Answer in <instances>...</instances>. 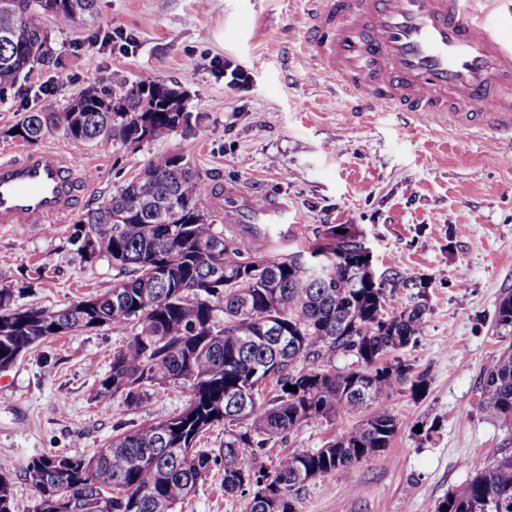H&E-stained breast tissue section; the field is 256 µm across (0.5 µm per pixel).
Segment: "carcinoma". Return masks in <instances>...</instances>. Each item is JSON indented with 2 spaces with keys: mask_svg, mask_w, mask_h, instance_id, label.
<instances>
[{
  "mask_svg": "<svg viewBox=\"0 0 512 512\" xmlns=\"http://www.w3.org/2000/svg\"><path fill=\"white\" fill-rule=\"evenodd\" d=\"M94 5L0 0V95L52 59L43 18L59 28L82 25L95 19ZM74 100L77 111L31 112L16 124L19 132L5 134L35 142L59 131L77 142L126 144L164 139L191 124L185 99L156 80L112 92L91 85ZM205 191L189 160L157 155L78 221L81 261L105 259L119 271L111 291L46 309L22 308L12 289L0 288V370L60 330L112 326L129 331V341L113 353L93 398L118 395L130 409L163 390H190L179 413L135 430L116 426L112 441L90 458H30L19 471L36 494L32 512H173L220 461L224 492H250L246 512H294L292 495L307 483L390 446L399 429L387 405L394 391L407 383L415 393L425 389L424 376L394 356L424 333L425 278L392 267L372 277L363 234L352 224H325L302 250L258 256L253 239L273 241L271 226L213 223L202 206ZM399 289L407 303L381 316ZM242 294L250 302L244 313ZM495 320L512 332V295L500 301ZM339 353L355 355L361 367H314ZM269 383L277 395L258 401L254 386ZM480 409L492 419L512 417V346L484 371ZM356 414L361 420L334 440L285 454L266 473L247 455L306 424ZM217 426L224 427L221 457L201 446ZM13 509V469L0 466V512ZM433 512H512V455L475 467L468 485Z\"/></svg>",
  "mask_w": 512,
  "mask_h": 512,
  "instance_id": "obj_1",
  "label": "carcinoma"
}]
</instances>
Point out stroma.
<instances>
[{
    "mask_svg": "<svg viewBox=\"0 0 512 512\" xmlns=\"http://www.w3.org/2000/svg\"><path fill=\"white\" fill-rule=\"evenodd\" d=\"M302 0H96L95 26L52 28L55 53L0 100V154L26 144L7 131L31 112L63 111L87 84L112 88L157 79L183 90L196 120L167 138L129 146L75 142L59 134L41 147L66 153L94 183L52 231L0 227V286L20 306L58 309L111 289L107 260L82 263L75 224L155 155L190 159L208 192L214 223H255L256 201L287 204L296 245L325 224L365 232L377 268L430 279L423 336L400 351L426 388L388 400L400 429L389 448L352 471L333 472L294 495L295 512H430L474 476L512 454V421L480 410L483 372L512 343L496 324L512 294V164L492 134L467 137L444 122H405L394 112H357L302 51ZM231 62L246 83L227 87L212 62ZM129 333L105 327L57 336L0 372V460L46 453L92 456L118 423L180 412L173 389L125 410L121 397L92 399L96 379ZM340 424L315 422L269 442L256 462L321 448ZM247 497L224 493L215 467L175 512H245Z\"/></svg>",
    "mask_w": 512,
    "mask_h": 512,
    "instance_id": "stroma-1",
    "label": "stroma"
}]
</instances>
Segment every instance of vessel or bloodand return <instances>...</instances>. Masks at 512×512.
Here are the masks:
<instances>
[{"mask_svg": "<svg viewBox=\"0 0 512 512\" xmlns=\"http://www.w3.org/2000/svg\"><path fill=\"white\" fill-rule=\"evenodd\" d=\"M305 52L356 110L444 118L512 139V8L504 0H307ZM84 176L53 149L0 156V225L68 216Z\"/></svg>", "mask_w": 512, "mask_h": 512, "instance_id": "vessel-or-blood-1", "label": "vessel or blood"}]
</instances>
